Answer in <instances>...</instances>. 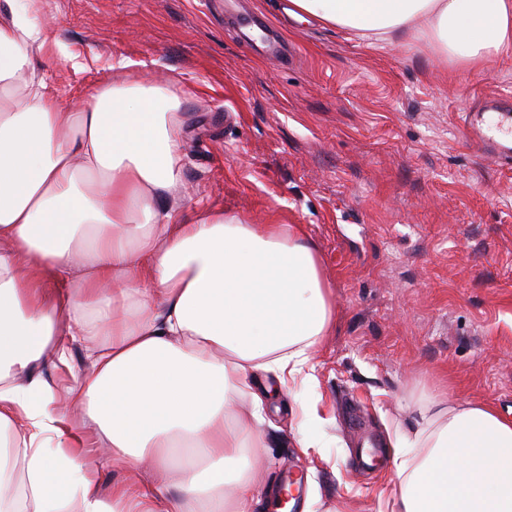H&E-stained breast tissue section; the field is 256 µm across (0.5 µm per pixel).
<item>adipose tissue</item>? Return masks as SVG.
Segmentation results:
<instances>
[{"instance_id":"obj_1","label":"adipose tissue","mask_w":512,"mask_h":512,"mask_svg":"<svg viewBox=\"0 0 512 512\" xmlns=\"http://www.w3.org/2000/svg\"><path fill=\"white\" fill-rule=\"evenodd\" d=\"M290 4L298 20L425 41L464 66L512 56V0ZM50 47L21 11L0 18V506L253 512L269 489L241 465L266 445L251 386L270 373L317 387L334 318L319 250L298 224L181 216L180 99L112 84L62 107L32 68ZM76 346L87 366L61 400L44 366H68ZM389 445L392 512H512V419L494 408L425 407Z\"/></svg>"}]
</instances>
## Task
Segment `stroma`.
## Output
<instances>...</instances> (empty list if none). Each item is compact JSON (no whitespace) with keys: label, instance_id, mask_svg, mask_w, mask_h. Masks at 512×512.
Wrapping results in <instances>:
<instances>
[{"label":"stroma","instance_id":"stroma-1","mask_svg":"<svg viewBox=\"0 0 512 512\" xmlns=\"http://www.w3.org/2000/svg\"><path fill=\"white\" fill-rule=\"evenodd\" d=\"M275 3L237 8L280 29L293 47L280 58L224 0H33L62 45L33 66L64 107L103 83L164 82L184 99L186 211L303 226L334 300L315 354L318 445L297 447L300 401L281 392L252 471L274 487L302 474L291 512H391L393 450L367 468L365 441L432 402L512 418V169L462 126L481 94L512 92V56L461 67Z\"/></svg>","mask_w":512,"mask_h":512}]
</instances>
